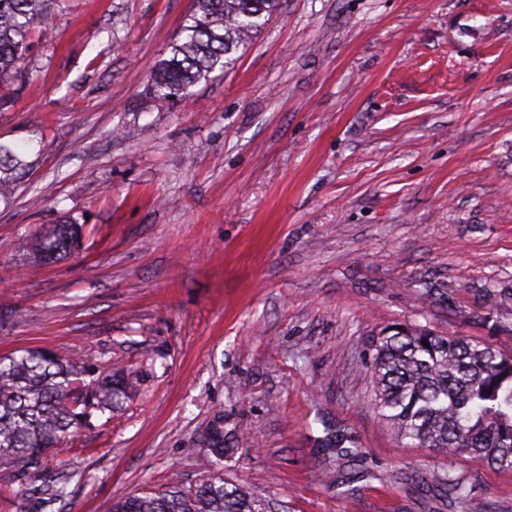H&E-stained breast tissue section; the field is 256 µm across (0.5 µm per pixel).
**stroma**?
<instances>
[{"label":"stroma","instance_id":"35a3bbf8","mask_svg":"<svg viewBox=\"0 0 512 512\" xmlns=\"http://www.w3.org/2000/svg\"><path fill=\"white\" fill-rule=\"evenodd\" d=\"M194 0H57L56 29L0 112L31 167L0 201V357L39 347L142 371L134 397L20 474L0 512L197 485L220 467L287 512H512V470L407 446L375 409L374 338L402 324L512 356V0H284L223 74L177 101L155 66ZM82 227L36 267L43 224ZM498 292V302L487 300ZM362 455L312 468L324 422ZM238 442L235 428L228 429L224 419V411L215 412L201 429L198 445L201 448V466L204 472L214 473L224 458L234 454ZM426 482L433 489L441 491L444 497L448 498V501L454 505L464 504V494L459 482H455L445 471L436 470L429 473L426 477Z\"/></svg>","mask_w":512,"mask_h":512}]
</instances>
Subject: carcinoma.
<instances>
[{
    "mask_svg": "<svg viewBox=\"0 0 512 512\" xmlns=\"http://www.w3.org/2000/svg\"><path fill=\"white\" fill-rule=\"evenodd\" d=\"M195 12L182 26L172 56L157 67L151 92L159 100L188 97L210 74L234 64L235 54L279 9L281 0H195ZM55 0H0V112L12 107L20 80L19 62L31 52V32L53 33ZM25 147L0 143V200L29 171ZM81 225L68 220L40 227L33 242L41 264L70 257ZM371 378L375 407L398 437L435 448L448 458L479 456L493 467L512 470V356L453 336L404 328L373 340ZM141 376L119 364L109 373L79 355L27 348L0 358V466L38 467L85 426L91 411L123 407ZM238 442L224 412L201 429V466L208 476L195 487L176 486L127 494L112 500L108 512H274L270 499L241 483L213 474L232 457ZM317 466L330 470L336 460L359 457L361 449L343 429L324 426ZM426 482L454 505L464 504L459 483L445 471Z\"/></svg>",
    "mask_w": 512,
    "mask_h": 512,
    "instance_id": "carcinoma-1",
    "label": "carcinoma"
}]
</instances>
